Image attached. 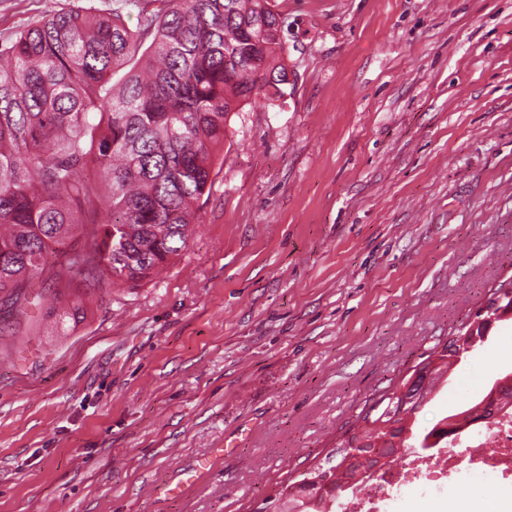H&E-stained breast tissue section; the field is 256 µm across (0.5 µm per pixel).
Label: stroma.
Instances as JSON below:
<instances>
[{
	"instance_id": "1",
	"label": "stroma",
	"mask_w": 512,
	"mask_h": 512,
	"mask_svg": "<svg viewBox=\"0 0 512 512\" xmlns=\"http://www.w3.org/2000/svg\"><path fill=\"white\" fill-rule=\"evenodd\" d=\"M269 4L288 82L229 114L187 249L76 315L0 313V512H250L512 282V0ZM72 6L159 8L0 0V43ZM511 368L512 319L419 425Z\"/></svg>"
}]
</instances>
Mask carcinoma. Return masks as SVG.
<instances>
[{"label": "carcinoma", "mask_w": 512, "mask_h": 512, "mask_svg": "<svg viewBox=\"0 0 512 512\" xmlns=\"http://www.w3.org/2000/svg\"><path fill=\"white\" fill-rule=\"evenodd\" d=\"M129 28L92 7L41 16L0 48V304L18 316L61 295L137 284L184 251L210 190L229 113L282 94L284 21L268 0H163ZM97 224L87 249L67 242ZM57 260L47 265V256ZM49 286L33 293L34 281ZM455 340L421 354L417 402L364 412L367 448L438 442L512 399L504 372L470 406L419 429L416 415L461 358ZM327 483L293 481L281 512H336L363 466L335 457Z\"/></svg>", "instance_id": "cac0c4a2"}]
</instances>
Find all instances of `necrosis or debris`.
I'll return each mask as SVG.
<instances>
[{
	"mask_svg": "<svg viewBox=\"0 0 512 512\" xmlns=\"http://www.w3.org/2000/svg\"><path fill=\"white\" fill-rule=\"evenodd\" d=\"M477 481L512 488V412L462 428L433 453L415 454L408 467H387L374 486L349 492L336 507L338 512H393V503L407 495L439 501L448 488Z\"/></svg>",
	"mask_w": 512,
	"mask_h": 512,
	"instance_id": "4bbe7bcc",
	"label": "necrosis or debris"
}]
</instances>
